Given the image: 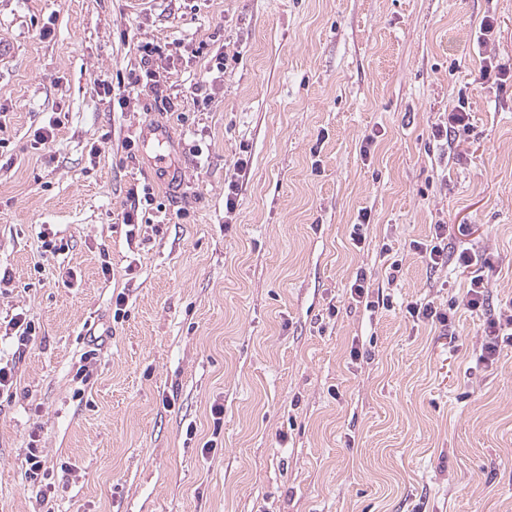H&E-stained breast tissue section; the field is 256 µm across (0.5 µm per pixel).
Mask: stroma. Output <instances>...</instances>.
Here are the masks:
<instances>
[{
  "mask_svg": "<svg viewBox=\"0 0 512 512\" xmlns=\"http://www.w3.org/2000/svg\"><path fill=\"white\" fill-rule=\"evenodd\" d=\"M487 16L512 62V0H0V512H512V346L477 361L512 299ZM148 42L174 46L154 69L176 110L142 86L107 104L98 79ZM462 89L451 147L432 129ZM441 220L487 252L484 310L415 248ZM427 301L453 336L408 318ZM468 104V97L460 90L458 105L452 112H449L446 126L438 127L433 136L440 137L444 135L448 146H451L452 141L471 136L474 127L470 122V112L467 110Z\"/></svg>",
  "mask_w": 512,
  "mask_h": 512,
  "instance_id": "35a3bbf8",
  "label": "stroma"
}]
</instances>
